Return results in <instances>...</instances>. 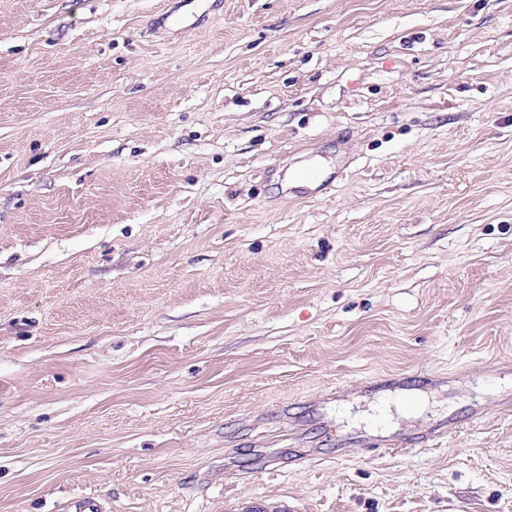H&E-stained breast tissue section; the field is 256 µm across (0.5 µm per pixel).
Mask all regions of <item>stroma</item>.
<instances>
[{
    "label": "stroma",
    "mask_w": 512,
    "mask_h": 512,
    "mask_svg": "<svg viewBox=\"0 0 512 512\" xmlns=\"http://www.w3.org/2000/svg\"><path fill=\"white\" fill-rule=\"evenodd\" d=\"M82 497L512 512V0H0V512Z\"/></svg>",
    "instance_id": "obj_1"
}]
</instances>
